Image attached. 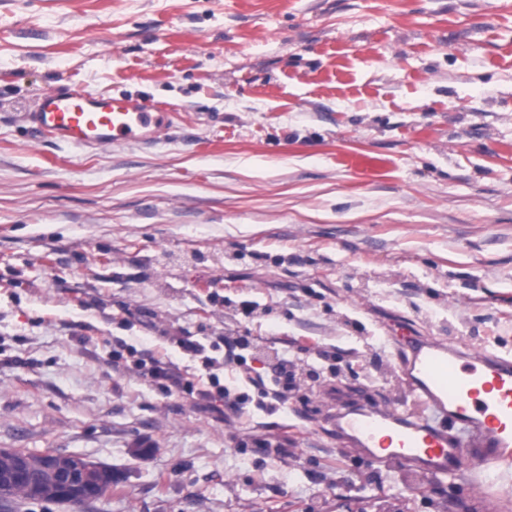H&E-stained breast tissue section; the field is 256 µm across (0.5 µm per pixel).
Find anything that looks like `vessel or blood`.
Returning <instances> with one entry per match:
<instances>
[{
    "label": "vessel or blood",
    "instance_id": "1",
    "mask_svg": "<svg viewBox=\"0 0 512 512\" xmlns=\"http://www.w3.org/2000/svg\"><path fill=\"white\" fill-rule=\"evenodd\" d=\"M28 119L41 134L77 147L153 141L169 122L141 100L73 85L41 93ZM392 343L400 378L423 415L357 401L327 418L337 447L372 464L395 462L436 480L512 466V357L405 328Z\"/></svg>",
    "mask_w": 512,
    "mask_h": 512
}]
</instances>
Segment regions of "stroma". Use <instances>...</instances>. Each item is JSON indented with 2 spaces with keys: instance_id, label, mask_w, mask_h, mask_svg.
Returning a JSON list of instances; mask_svg holds the SVG:
<instances>
[{
  "instance_id": "stroma-1",
  "label": "stroma",
  "mask_w": 512,
  "mask_h": 512,
  "mask_svg": "<svg viewBox=\"0 0 512 512\" xmlns=\"http://www.w3.org/2000/svg\"><path fill=\"white\" fill-rule=\"evenodd\" d=\"M72 84L171 125L35 134ZM402 325L512 352V0H0V448L111 467L82 512H484L506 473L412 492L322 423L405 402ZM122 343L234 392L274 348L294 398L207 407Z\"/></svg>"
}]
</instances>
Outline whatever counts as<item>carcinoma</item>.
<instances>
[{"instance_id": "1", "label": "carcinoma", "mask_w": 512, "mask_h": 512, "mask_svg": "<svg viewBox=\"0 0 512 512\" xmlns=\"http://www.w3.org/2000/svg\"><path fill=\"white\" fill-rule=\"evenodd\" d=\"M44 461L43 451L26 448H0V512H11V505L22 502H57L67 496L86 492L105 493L117 483L112 468L77 455L54 456L57 465L64 469L81 471L85 475L83 485L77 490H67L45 473L32 484L16 478L19 464L38 466Z\"/></svg>"}]
</instances>
